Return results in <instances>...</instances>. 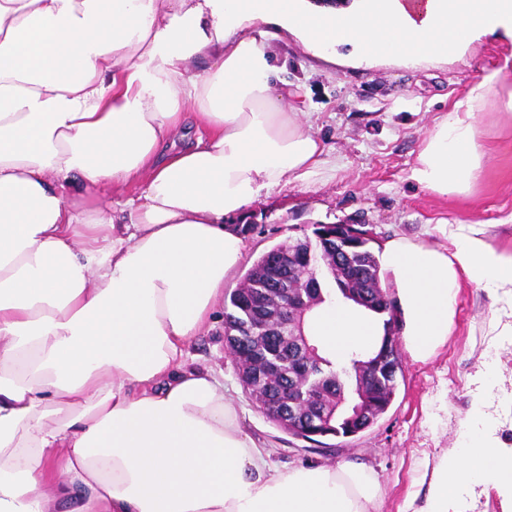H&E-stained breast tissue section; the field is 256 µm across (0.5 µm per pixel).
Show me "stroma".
I'll return each instance as SVG.
<instances>
[{"instance_id": "obj_1", "label": "stroma", "mask_w": 512, "mask_h": 512, "mask_svg": "<svg viewBox=\"0 0 512 512\" xmlns=\"http://www.w3.org/2000/svg\"><path fill=\"white\" fill-rule=\"evenodd\" d=\"M281 78L296 85L287 106L310 115L311 132L335 156V173L311 184L291 182L230 216L254 224L239 265L224 279L232 292L256 259L272 246L311 234L314 225L355 220L375 232L379 245L402 237L437 247L444 221L488 223L490 240L512 247V118L481 113L488 156L469 196H440L410 178L422 141L437 116L464 95L487 68L512 59V41L486 36L441 61H365L348 48L320 54L293 37L272 42ZM495 307L487 294L463 283L447 341L426 361L400 348L395 397L377 422L328 446L288 434L270 422L239 382L224 339L223 322H209L189 346L192 364L224 374V401L244 431L281 470L306 465L364 464L377 480L369 512H417L426 491L425 466L455 448L471 407L470 379L494 339Z\"/></svg>"}]
</instances>
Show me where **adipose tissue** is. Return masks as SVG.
<instances>
[{"label": "adipose tissue", "mask_w": 512, "mask_h": 512, "mask_svg": "<svg viewBox=\"0 0 512 512\" xmlns=\"http://www.w3.org/2000/svg\"><path fill=\"white\" fill-rule=\"evenodd\" d=\"M284 30L316 50L444 60L512 37V0H0V512H368L370 472L272 468L223 374L188 364L243 256L225 217L336 169L274 83ZM491 104L512 113L500 69L436 117L418 186L472 192ZM190 116L199 134L175 149ZM436 229L444 246L394 238L381 255L411 356L446 341L466 281L502 304L512 344V249L480 221ZM309 320L341 359L383 334L381 315L340 297ZM470 384L420 512H464L489 482L512 503L497 349Z\"/></svg>", "instance_id": "ef3b65f1"}]
</instances>
